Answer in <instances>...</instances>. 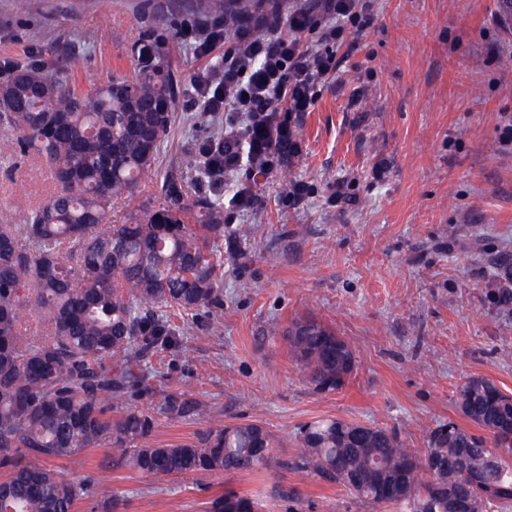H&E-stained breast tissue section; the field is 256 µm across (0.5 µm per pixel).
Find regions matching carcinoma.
<instances>
[{
    "label": "carcinoma",
    "mask_w": 512,
    "mask_h": 512,
    "mask_svg": "<svg viewBox=\"0 0 512 512\" xmlns=\"http://www.w3.org/2000/svg\"><path fill=\"white\" fill-rule=\"evenodd\" d=\"M211 11L244 10L209 0ZM139 77L114 78L83 93L48 67L0 78V126L50 170L55 191L25 224H0V512H73L83 483L45 466L90 448L116 449L115 465L145 476L253 472L268 467L276 440L258 422L220 425L204 436L158 448L164 419L215 407L183 392L151 406L132 403V366L148 355L191 356L190 324L169 312L215 315L224 307L218 268L246 259L239 232L225 249L224 204L199 195L188 204L186 174L224 187V124L185 153L165 179L168 205L131 224H111L112 201L130 197L151 170L173 121L178 80L163 52L136 47ZM197 211L200 224L186 220ZM494 303L512 310V274L501 268ZM37 314L30 328L21 315ZM288 357L319 393L342 388L355 350L314 317L284 333ZM121 363L112 372L108 363ZM456 406L482 433L453 422L430 430L427 448L408 447L383 427L323 418L299 432L294 468L336 483L377 512H509L512 508V396L470 376ZM118 413L112 419L110 411ZM288 512H305L294 487L277 488ZM211 512H265L252 497L226 492Z\"/></svg>",
    "instance_id": "obj_1"
}]
</instances>
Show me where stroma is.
<instances>
[{
    "mask_svg": "<svg viewBox=\"0 0 512 512\" xmlns=\"http://www.w3.org/2000/svg\"><path fill=\"white\" fill-rule=\"evenodd\" d=\"M201 0H0V65L52 64L89 92L134 78V48L157 45L180 79L174 123L132 197L113 203L128 224L166 203L163 177L208 132V113L189 108L191 81L224 60L199 54L185 32ZM376 20L342 54L314 110L298 129L301 151L284 173L254 186L252 210L224 211L245 227V267L224 266L221 317L200 314L190 358L144 361L135 404L183 390L222 416L161 421L152 441L171 445L216 422L254 420L278 439L276 461L258 472L153 477L113 467L93 448L51 460L69 479H93L120 512H208L234 491L297 486L314 512H373L341 486L283 469L302 426L339 418L396 431L425 448L436 425L463 423L454 404L473 375L512 394V314L488 298L501 262L512 264V17L498 0H372ZM79 56L70 69L71 56ZM311 192L284 207L288 182ZM346 197L332 204L329 189ZM54 184L41 161L0 133V223H25ZM312 316L356 350L342 389L320 394L285 351L284 330Z\"/></svg>",
    "mask_w": 512,
    "mask_h": 512,
    "instance_id": "stroma-1",
    "label": "stroma"
}]
</instances>
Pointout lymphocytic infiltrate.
Here are the masks:
<instances>
[{
    "label": "lymphocytic infiltrate",
    "mask_w": 512,
    "mask_h": 512,
    "mask_svg": "<svg viewBox=\"0 0 512 512\" xmlns=\"http://www.w3.org/2000/svg\"><path fill=\"white\" fill-rule=\"evenodd\" d=\"M373 23L370 0H311L292 11L284 0H268L256 15L196 23L201 52L221 41L227 46L223 66L195 78L190 98L196 108L224 115L225 173L257 163L270 174L284 167L274 142L313 110L337 70L333 49L315 47L312 35L344 44Z\"/></svg>",
    "instance_id": "lymphocytic-infiltrate-1"
}]
</instances>
